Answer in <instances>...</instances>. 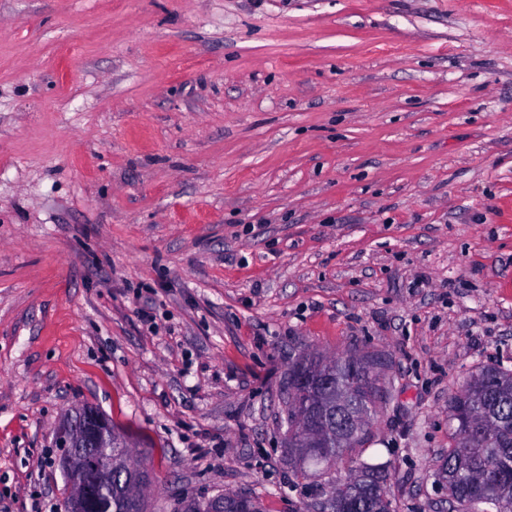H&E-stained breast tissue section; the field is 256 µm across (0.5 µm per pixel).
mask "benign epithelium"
<instances>
[{
    "instance_id": "obj_1",
    "label": "benign epithelium",
    "mask_w": 512,
    "mask_h": 512,
    "mask_svg": "<svg viewBox=\"0 0 512 512\" xmlns=\"http://www.w3.org/2000/svg\"><path fill=\"white\" fill-rule=\"evenodd\" d=\"M60 439L68 448L61 467L68 478L69 512H93L92 490L112 486V455L97 452L112 447V427L102 413L86 408L63 428Z\"/></svg>"
}]
</instances>
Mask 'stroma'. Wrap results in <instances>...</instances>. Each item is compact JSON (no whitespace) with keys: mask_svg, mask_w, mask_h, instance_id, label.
Listing matches in <instances>:
<instances>
[{"mask_svg":"<svg viewBox=\"0 0 512 512\" xmlns=\"http://www.w3.org/2000/svg\"><path fill=\"white\" fill-rule=\"evenodd\" d=\"M372 357L363 441L297 477L301 353ZM512 370V0H0V512H67L109 418L146 512H307L352 462L452 512L448 405Z\"/></svg>","mask_w":512,"mask_h":512,"instance_id":"1","label":"stroma"}]
</instances>
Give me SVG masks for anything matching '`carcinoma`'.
I'll list each match as a JSON object with an SVG mask.
<instances>
[{"mask_svg": "<svg viewBox=\"0 0 512 512\" xmlns=\"http://www.w3.org/2000/svg\"><path fill=\"white\" fill-rule=\"evenodd\" d=\"M375 360L350 353L325 360L303 354L288 371L284 400L288 454L294 472L310 478L342 460L348 448L340 433L352 431L359 443L378 415L382 399ZM351 387L360 406L336 413V387ZM456 422L455 447L448 449L439 477L448 487V499L457 512H481L491 504L496 512H512V372L495 366L482 368L449 404ZM147 474L139 464L117 463L112 472V512H144V501H130L129 488L144 486ZM260 512L259 503L224 496V512ZM331 512H394L387 495L385 465L360 462L350 467L346 482L330 499Z\"/></svg>", "mask_w": 512, "mask_h": 512, "instance_id": "carcinoma-1", "label": "carcinoma"}]
</instances>
